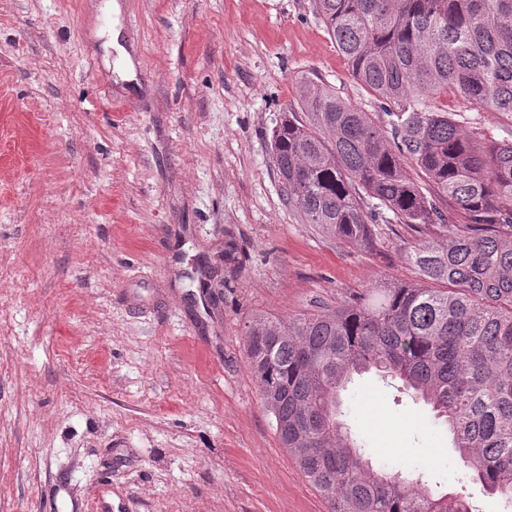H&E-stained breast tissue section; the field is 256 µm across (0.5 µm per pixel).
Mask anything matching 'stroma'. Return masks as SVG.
Segmentation results:
<instances>
[{
    "instance_id": "35a3bbf8",
    "label": "stroma",
    "mask_w": 512,
    "mask_h": 512,
    "mask_svg": "<svg viewBox=\"0 0 512 512\" xmlns=\"http://www.w3.org/2000/svg\"><path fill=\"white\" fill-rule=\"evenodd\" d=\"M0 0V512H327L245 361L285 317L417 282L413 242L375 251L299 221L272 134L316 76L376 120L311 0ZM136 79L117 81L111 24ZM464 133L512 120L454 98ZM341 419L376 470L426 473L476 512L448 426L376 373Z\"/></svg>"
}]
</instances>
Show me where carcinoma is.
Instances as JSON below:
<instances>
[{"label": "carcinoma", "instance_id": "obj_1", "mask_svg": "<svg viewBox=\"0 0 512 512\" xmlns=\"http://www.w3.org/2000/svg\"><path fill=\"white\" fill-rule=\"evenodd\" d=\"M312 2L388 110L380 124L303 78L272 143L288 206L363 248L378 221L405 225L422 284L382 283L286 319L254 314L245 358L264 409L329 512H472L465 497L376 471L358 451L342 392L374 370L431 405L467 477L512 501V140L466 135L428 104L453 96L512 117V0ZM447 207L468 223H448Z\"/></svg>", "mask_w": 512, "mask_h": 512}]
</instances>
